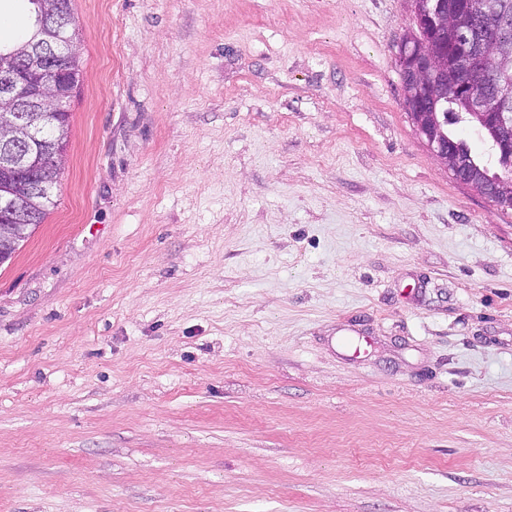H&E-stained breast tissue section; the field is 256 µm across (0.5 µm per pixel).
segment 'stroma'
<instances>
[{
	"instance_id": "obj_1",
	"label": "stroma",
	"mask_w": 512,
	"mask_h": 512,
	"mask_svg": "<svg viewBox=\"0 0 512 512\" xmlns=\"http://www.w3.org/2000/svg\"><path fill=\"white\" fill-rule=\"evenodd\" d=\"M0 265V512H512V210L405 107L411 0H73Z\"/></svg>"
}]
</instances>
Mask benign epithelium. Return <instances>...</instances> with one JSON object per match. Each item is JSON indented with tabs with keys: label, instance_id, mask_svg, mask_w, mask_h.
I'll list each match as a JSON object with an SVG mask.
<instances>
[{
	"label": "benign epithelium",
	"instance_id": "benign-epithelium-1",
	"mask_svg": "<svg viewBox=\"0 0 512 512\" xmlns=\"http://www.w3.org/2000/svg\"><path fill=\"white\" fill-rule=\"evenodd\" d=\"M487 8L488 0H455L448 4L438 0L418 17V23L429 30L430 38L416 47L400 45L398 59L404 71V98L409 115L433 155L457 181L496 206L508 209L512 208V181L491 176L475 161L453 153L438 120L439 109L450 102L473 115L488 118L499 161L507 168L512 166V12H499L496 22L487 25ZM467 18L470 22L462 30L463 46L446 55L438 37ZM41 23L51 29L52 38L27 45L20 63L24 72L0 75V130L18 128L26 133L24 138L0 135V160L5 168L23 174L19 186L26 194L43 186L39 176L40 148L30 133L27 116L43 111L49 101L54 103L55 111L62 112L65 101L61 92L45 88L36 76L69 47L63 36L68 28L59 26L60 13L54 4L45 10ZM473 65L494 77L492 94L475 90L468 83L466 69ZM0 209L7 214L10 238L25 236L29 222L15 204L3 201Z\"/></svg>",
	"mask_w": 512,
	"mask_h": 512
}]
</instances>
